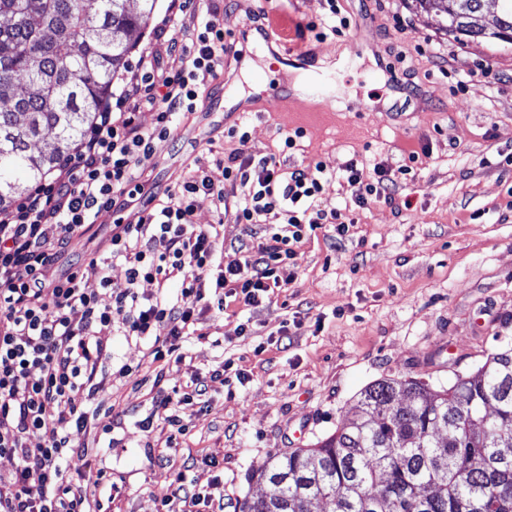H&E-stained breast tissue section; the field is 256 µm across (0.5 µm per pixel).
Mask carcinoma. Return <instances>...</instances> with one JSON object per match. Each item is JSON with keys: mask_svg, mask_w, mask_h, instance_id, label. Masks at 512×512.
Instances as JSON below:
<instances>
[{"mask_svg": "<svg viewBox=\"0 0 512 512\" xmlns=\"http://www.w3.org/2000/svg\"><path fill=\"white\" fill-rule=\"evenodd\" d=\"M158 0H0V210L91 125ZM470 41H512V0H413ZM238 512H512V347L441 392L368 385L356 419L270 458Z\"/></svg>", "mask_w": 512, "mask_h": 512, "instance_id": "1", "label": "carcinoma"}]
</instances>
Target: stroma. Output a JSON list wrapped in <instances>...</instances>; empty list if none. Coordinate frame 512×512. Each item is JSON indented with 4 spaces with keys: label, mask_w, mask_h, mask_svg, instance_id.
<instances>
[{
    "label": "stroma",
    "mask_w": 512,
    "mask_h": 512,
    "mask_svg": "<svg viewBox=\"0 0 512 512\" xmlns=\"http://www.w3.org/2000/svg\"><path fill=\"white\" fill-rule=\"evenodd\" d=\"M337 6L350 27L322 38L316 26L329 13L327 0H219L217 18L233 47L224 72L199 76L200 110L178 117L169 139L143 160L141 179L165 199L207 152L212 179L238 195L218 161L242 146L227 135L239 125L247 154L275 155L288 170L381 163L391 198L361 208L345 182L330 187L318 205L353 219L348 235L336 240L326 228L304 240L292 282L271 301L246 308L228 300L223 310L205 311L201 337L183 344L184 361L154 360L149 343L114 324L102 339L107 354L88 424L75 435L91 470L112 483L111 492L90 494L100 512H157L179 472L200 487L223 482L224 512H234L265 489L253 472L272 455L334 433L372 382L416 377L439 391L512 347V44L456 39L411 0ZM259 12L281 33L278 51L318 64L352 57L336 75L342 101L310 107L293 96L254 94L233 112L238 55L259 64L255 80L266 89L292 78L267 49L241 41ZM382 65L396 86L377 79ZM212 101L218 111H207ZM292 134L295 148L284 149ZM143 206L100 212L58 257L59 269L81 271L101 304L112 293L90 259L107 253L116 217L136 221ZM195 221L219 224L214 261L221 266L258 242L249 226L222 219L210 198H198ZM227 361L240 377L210 379ZM123 366L129 373L121 377ZM196 377L207 380L208 393L186 417V434H172L157 402Z\"/></svg>",
    "instance_id": "stroma-1"
}]
</instances>
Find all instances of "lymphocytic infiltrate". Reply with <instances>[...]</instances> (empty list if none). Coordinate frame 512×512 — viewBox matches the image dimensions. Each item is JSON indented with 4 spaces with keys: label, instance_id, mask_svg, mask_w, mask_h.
<instances>
[{
    "label": "lymphocytic infiltrate",
    "instance_id": "f902f5d3",
    "mask_svg": "<svg viewBox=\"0 0 512 512\" xmlns=\"http://www.w3.org/2000/svg\"><path fill=\"white\" fill-rule=\"evenodd\" d=\"M202 0H171L156 28L167 51L182 57L176 72H161L159 58L141 60L116 96L100 101L95 119L73 152L60 159L26 197L0 211V456L14 460L0 474V512H91L89 495L68 467L84 457L75 431L86 427L88 408L98 390L97 365L105 348L99 336L121 322L126 336L151 340L155 359L183 360L181 341L197 333L202 311L223 307L225 288L238 302L258 307L287 286L297 249L317 230L333 227L346 236L353 221L325 212L318 198L335 182L323 165L285 170L275 156L246 153L247 134L224 162L225 182L238 185L231 217L257 226V246H243V258L215 270L217 236L213 225L195 223L198 197L216 206L228 204L223 184L215 183L207 158L165 201L141 210L137 222L112 227L110 255L102 261V286L112 289L110 304L82 286L79 271L58 273V253L83 235L101 211L119 197L136 198L144 187L137 169L171 133L176 114L194 111L198 74L217 75L228 46L216 9ZM148 108L152 126L136 114ZM351 198L366 206L387 194L382 165L366 180L357 162L345 168ZM167 242L155 253V239ZM122 262L125 285L112 288V266ZM179 278L176 301L139 295L143 281L165 283ZM43 432L40 446L30 447L31 433Z\"/></svg>",
    "mask_w": 512,
    "mask_h": 512
}]
</instances>
